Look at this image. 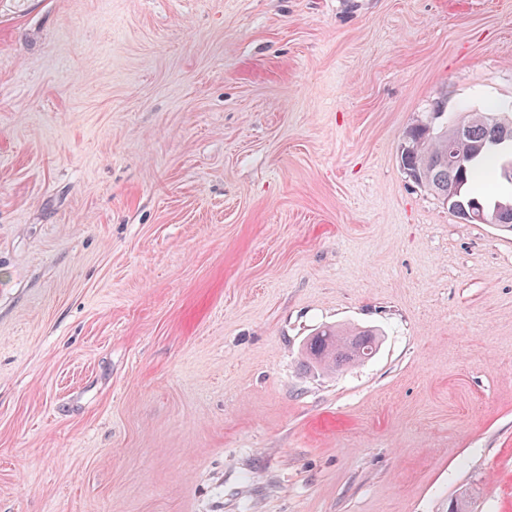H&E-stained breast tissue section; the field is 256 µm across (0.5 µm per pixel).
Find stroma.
Wrapping results in <instances>:
<instances>
[{
	"mask_svg": "<svg viewBox=\"0 0 512 512\" xmlns=\"http://www.w3.org/2000/svg\"><path fill=\"white\" fill-rule=\"evenodd\" d=\"M437 105L512 113V0H0V512H512V233L404 173ZM376 336L372 329L344 332L334 326H326L308 338L302 355L308 367L333 371L367 359L377 349Z\"/></svg>",
	"mask_w": 512,
	"mask_h": 512,
	"instance_id": "35a3bbf8",
	"label": "stroma"
}]
</instances>
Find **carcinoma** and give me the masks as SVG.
<instances>
[{
    "mask_svg": "<svg viewBox=\"0 0 512 512\" xmlns=\"http://www.w3.org/2000/svg\"><path fill=\"white\" fill-rule=\"evenodd\" d=\"M442 116L437 107L429 119L418 120L407 129L409 142L407 149L400 153V163L414 182L426 186L439 200L450 198L463 209L477 199L470 186L480 171L500 167L505 156L512 155V141L499 139L502 127H512V119L495 112L469 114L467 140L482 145V150L472 155L462 168L450 160L454 127L437 123ZM481 206L490 223L512 231V204L498 201L483 202ZM376 349L377 337L372 329L346 332L326 326L308 338L302 355L307 366L333 371L367 359Z\"/></svg>",
    "mask_w": 512,
    "mask_h": 512,
    "instance_id": "1",
    "label": "carcinoma"
}]
</instances>
